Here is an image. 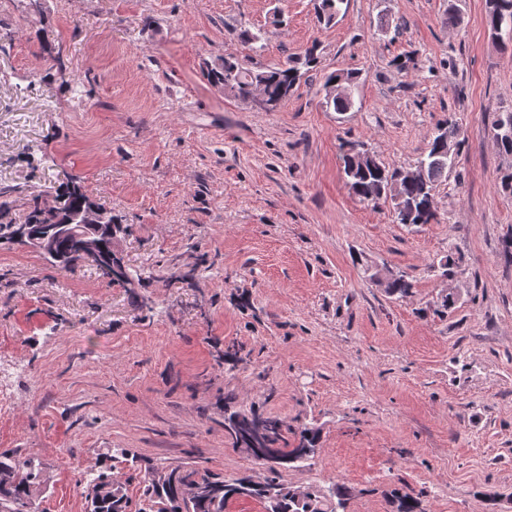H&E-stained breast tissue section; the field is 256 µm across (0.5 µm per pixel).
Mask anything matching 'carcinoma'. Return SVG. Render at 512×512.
<instances>
[{"mask_svg": "<svg viewBox=\"0 0 512 512\" xmlns=\"http://www.w3.org/2000/svg\"><path fill=\"white\" fill-rule=\"evenodd\" d=\"M346 0H314L317 22L332 26ZM486 26L504 53H512V0H487ZM236 39L250 51L264 50L261 29L243 25L234 30ZM319 44L314 42L303 55L283 64L261 65L253 57L226 56L206 66L209 81L224 89V95L247 102L255 92H262L274 111L299 88L302 79L317 70ZM361 76L355 71L331 72L321 76L325 107L337 113L349 112L355 106V93ZM492 138L499 152L512 156V110L496 112L491 122ZM463 140L461 128L451 118L439 123L426 151L409 168H391L364 148L362 143L342 145L343 174L352 193L360 202L378 206L390 204L398 224H437L435 197L438 187L448 179L454 164L448 157H457ZM63 207L59 212L42 208L33 202L26 223L40 232L52 225L80 218L88 196L71 184L60 188ZM101 256L95 262L100 274L111 280L125 282V273H110L108 256L110 239L99 229ZM62 260L53 265L74 268L84 261L73 239L57 241ZM442 279L456 278L457 262L448 255L430 265ZM373 284L390 296L407 298L415 288L414 276L401 272L384 281L368 276ZM224 430L238 448H269L279 446L276 457L282 468L288 464H304L307 448L317 446L320 429L301 426L294 430V446L288 447L284 426L276 418L263 417L252 410L235 409L224 416ZM280 468V469H282ZM280 469L266 466L268 475L254 481L249 475L227 480L219 473H200L193 467L150 465L141 472L144 485L140 507L131 509L124 485L100 472L89 481L87 512H224L232 499H255L265 512H342L350 500V491L339 484L320 488L287 486L280 481ZM43 484V468L31 458H22L13 450L0 451V512H35V501ZM393 512H421L419 498L411 492L394 497Z\"/></svg>", "mask_w": 512, "mask_h": 512, "instance_id": "cac0c4a2", "label": "carcinoma"}]
</instances>
